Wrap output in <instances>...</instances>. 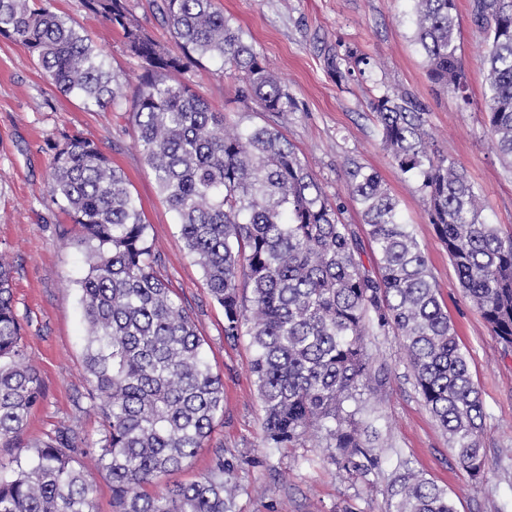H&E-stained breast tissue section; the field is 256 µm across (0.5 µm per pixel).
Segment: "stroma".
<instances>
[{"mask_svg": "<svg viewBox=\"0 0 512 512\" xmlns=\"http://www.w3.org/2000/svg\"><path fill=\"white\" fill-rule=\"evenodd\" d=\"M241 28L296 102L287 119L234 103L235 83L220 62L208 61L185 80L211 106L241 126L271 125L308 163L360 243V259L375 270L373 245L361 210L345 190L353 160L376 171L424 247L438 297L448 311L484 408L483 477L461 466L430 413L394 333L368 337L383 383L360 397L359 420L372 438L371 462L357 469L334 464L330 449L306 438L288 448L263 442L264 411L250 371L249 336L224 338V310L210 296L201 267L180 238L176 217L160 195L151 169L122 113L87 109L43 77L18 43L0 38V248L12 261L15 310L30 358L38 366L43 398L19 440L0 443V462L27 458L34 444L60 427L77 428L88 446L102 432L90 409L83 364L86 322L79 280L84 251L73 224L48 189L49 142L76 130L111 157L138 196L149 239L168 281L195 321L214 372L224 379V414L197 454L162 485L205 476L217 451L234 457L240 491L235 512H388L396 473L426 474L453 497L457 512H512V346L494 336L465 296L448 252L428 215L418 180L403 175L384 149L370 111L384 93L408 94L426 113L433 148L461 167L480 193L487 223L512 231V168L495 152L489 132L486 66L478 48L487 27L473 18V0H457L459 55L468 101L439 90L428 78L414 41L412 0H216ZM376 59L377 67L350 71L346 52ZM337 65H329V57Z\"/></svg>", "mask_w": 512, "mask_h": 512, "instance_id": "1", "label": "stroma"}]
</instances>
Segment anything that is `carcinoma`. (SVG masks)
I'll return each mask as SVG.
<instances>
[{
	"mask_svg": "<svg viewBox=\"0 0 512 512\" xmlns=\"http://www.w3.org/2000/svg\"><path fill=\"white\" fill-rule=\"evenodd\" d=\"M175 48L134 17L127 0H84L89 18L122 34L139 62L129 79L111 70L88 30L42 0H0V37L21 44L52 85L84 106L129 114L159 193L175 212L187 253L224 308V337L245 332L264 410L263 441L286 448L313 436L335 462L368 456L357 414L377 382L365 337L400 336L416 386L474 479L484 474L483 403L467 354L440 302L424 248L379 175L351 161L346 191L361 207L378 272L357 259L358 240L307 164L274 127L230 126L181 76L220 60L235 100L286 116L293 97L215 0H147ZM415 42L430 81L469 102L456 44V0H414ZM489 23L487 117L492 145L512 166V0H475ZM382 143L404 175L421 180L429 215L465 296L491 332L512 345V231L481 218L479 195L457 164L429 148L426 117L407 95L370 103ZM48 187L78 228L86 275L84 370L90 409L102 420L97 448L59 428L25 462L0 471V512H95L93 454L116 512H232L240 486L233 460L215 454L201 480L145 487L180 470L224 415V381L175 292L157 275L142 207L124 173L93 141L62 130L49 144ZM251 289L250 305L240 289ZM42 395L13 306L11 266L0 251V441L22 434ZM390 512H457L448 492L407 468Z\"/></svg>",
	"mask_w": 512,
	"mask_h": 512,
	"instance_id": "1",
	"label": "carcinoma"
}]
</instances>
